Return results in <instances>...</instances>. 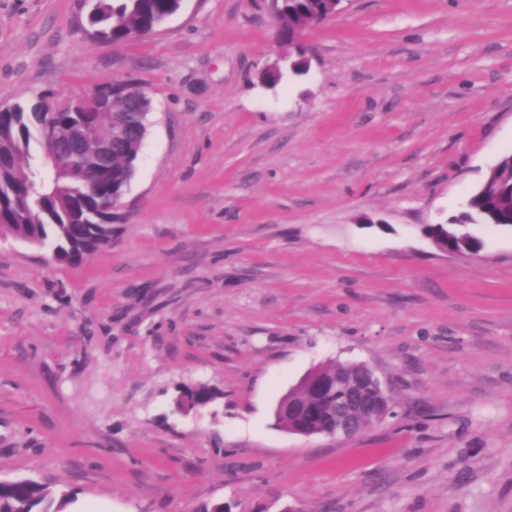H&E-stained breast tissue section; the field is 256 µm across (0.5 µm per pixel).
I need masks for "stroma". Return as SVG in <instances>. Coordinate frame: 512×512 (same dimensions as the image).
<instances>
[{
  "mask_svg": "<svg viewBox=\"0 0 512 512\" xmlns=\"http://www.w3.org/2000/svg\"><path fill=\"white\" fill-rule=\"evenodd\" d=\"M85 23L0 0V105L117 78L154 102L108 244L0 237V480L80 512H512V227L470 225L474 256L422 231L512 152V0H343L272 90L265 0H182L118 45ZM329 362L374 367L394 416L279 427ZM218 392L205 385H199L194 388H186L178 404L183 407L193 408L195 406L205 405L214 400Z\"/></svg>",
  "mask_w": 512,
  "mask_h": 512,
  "instance_id": "obj_1",
  "label": "stroma"
}]
</instances>
